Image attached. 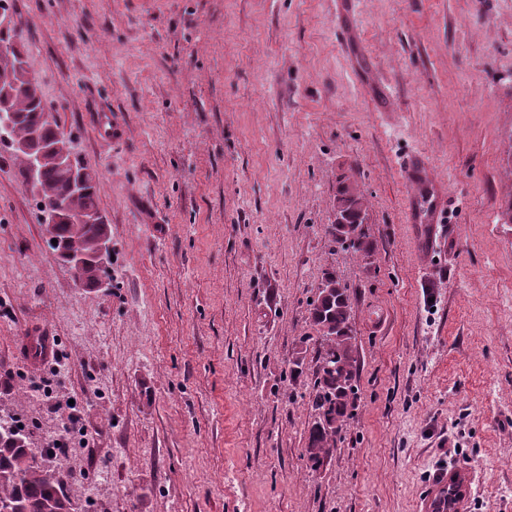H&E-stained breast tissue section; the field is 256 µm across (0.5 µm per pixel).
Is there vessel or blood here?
<instances>
[{
  "mask_svg": "<svg viewBox=\"0 0 512 512\" xmlns=\"http://www.w3.org/2000/svg\"><path fill=\"white\" fill-rule=\"evenodd\" d=\"M401 172L409 187L408 220L417 225L421 244L429 245L447 222L446 187L435 177L422 154L409 155ZM473 484L471 468H448L426 487L420 500V512H466Z\"/></svg>",
  "mask_w": 512,
  "mask_h": 512,
  "instance_id": "vessel-or-blood-1",
  "label": "vessel or blood"
}]
</instances>
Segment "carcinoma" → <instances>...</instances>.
I'll return each mask as SVG.
<instances>
[{
    "mask_svg": "<svg viewBox=\"0 0 512 512\" xmlns=\"http://www.w3.org/2000/svg\"><path fill=\"white\" fill-rule=\"evenodd\" d=\"M11 45L10 55H0V95L7 97L16 120L10 138L30 142L38 149L59 137L57 123L44 117L42 94L33 76L16 70L13 59L27 56L22 36L13 27L0 29V44ZM75 164L87 171L84 192L70 189V173L51 161L44 165L38 183L32 186L41 212L96 211L100 176L97 170L80 160ZM336 211L345 223L331 225L332 241L348 245L363 257L371 253L362 225L365 214L362 195L345 180L336 188ZM50 248L62 258L69 253L91 254L98 251L108 236L107 224H71L61 221L48 232ZM57 244H52V240ZM311 317L320 333L316 348L319 363L313 399L316 418L309 430L306 454L312 468H319L336 445V437L349 416L357 381V356L351 329L348 289L327 272L311 303ZM0 417V504L18 512H81L82 485L78 479L56 468L30 462L36 455L29 441L8 431Z\"/></svg>",
    "mask_w": 512,
    "mask_h": 512,
    "instance_id": "cac0c4a2",
    "label": "carcinoma"
}]
</instances>
